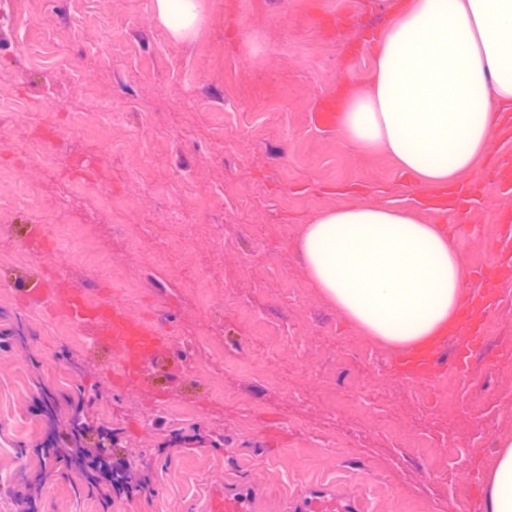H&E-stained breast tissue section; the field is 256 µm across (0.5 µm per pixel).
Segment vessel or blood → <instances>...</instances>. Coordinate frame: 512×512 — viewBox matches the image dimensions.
I'll use <instances>...</instances> for the list:
<instances>
[{"mask_svg": "<svg viewBox=\"0 0 512 512\" xmlns=\"http://www.w3.org/2000/svg\"><path fill=\"white\" fill-rule=\"evenodd\" d=\"M497 264L492 268L476 270V288L470 289L461 306V336L455 337L450 357H442L437 349L410 351L398 354L392 363L400 376L417 380L431 377L440 366H448L458 374H466L472 359L486 351L484 311L489 310L497 298V288L502 273L512 272V248L502 247L497 253ZM52 306L62 308L68 315L87 310L82 290H72L67 296L51 292L47 295ZM109 315L103 319L104 332L121 357L123 370L138 368L147 359H154L167 342L161 330L151 321L127 313L117 305H109ZM245 497L235 491H225L215 496L210 512H247Z\"/></svg>", "mask_w": 512, "mask_h": 512, "instance_id": "obj_1", "label": "vessel or blood"}]
</instances>
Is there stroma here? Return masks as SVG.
<instances>
[{
  "instance_id": "35a3bbf8",
  "label": "stroma",
  "mask_w": 512,
  "mask_h": 512,
  "mask_svg": "<svg viewBox=\"0 0 512 512\" xmlns=\"http://www.w3.org/2000/svg\"><path fill=\"white\" fill-rule=\"evenodd\" d=\"M386 2L201 0L185 38L153 0H21L0 20V97L19 103L0 121V512L31 483L30 512H209L241 485L255 512H289L313 488L359 512H482L495 442L512 434V282L470 377L413 381L312 288L296 249L302 225L342 207L445 221L420 206L428 187L337 129L347 86L371 74ZM509 180L499 136L461 178V221L479 227L454 238L469 269L494 262L512 224ZM69 224L84 237L45 263L49 230ZM92 243L108 265L84 261ZM81 286L152 316L168 356L117 377L98 324L73 340L39 294ZM200 336L223 354L205 355ZM173 402L189 414L173 417ZM77 405L112 429L143 493L104 499L48 454Z\"/></svg>"
}]
</instances>
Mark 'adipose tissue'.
I'll return each mask as SVG.
<instances>
[{"instance_id": "ef3b65f1", "label": "adipose tissue", "mask_w": 512, "mask_h": 512, "mask_svg": "<svg viewBox=\"0 0 512 512\" xmlns=\"http://www.w3.org/2000/svg\"><path fill=\"white\" fill-rule=\"evenodd\" d=\"M373 79L352 87L343 138L382 150L434 189L472 171L512 120V0H390ZM178 38L199 0H154ZM298 245L320 294L364 335L395 349L434 346L457 330L469 269L448 234L407 208L358 206L305 225ZM483 512H512V436L488 471Z\"/></svg>"}]
</instances>
